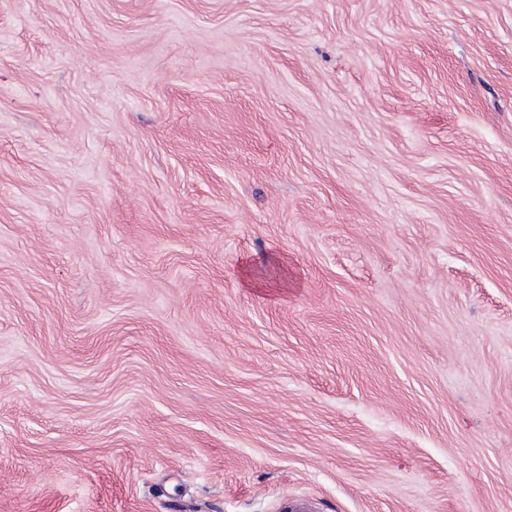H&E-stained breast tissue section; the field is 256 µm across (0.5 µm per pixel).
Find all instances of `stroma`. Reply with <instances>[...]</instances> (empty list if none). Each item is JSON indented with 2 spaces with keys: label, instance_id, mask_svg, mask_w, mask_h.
Segmentation results:
<instances>
[{
  "label": "stroma",
  "instance_id": "obj_1",
  "mask_svg": "<svg viewBox=\"0 0 512 512\" xmlns=\"http://www.w3.org/2000/svg\"><path fill=\"white\" fill-rule=\"evenodd\" d=\"M294 495L512 512V0H0V512Z\"/></svg>",
  "mask_w": 512,
  "mask_h": 512
}]
</instances>
